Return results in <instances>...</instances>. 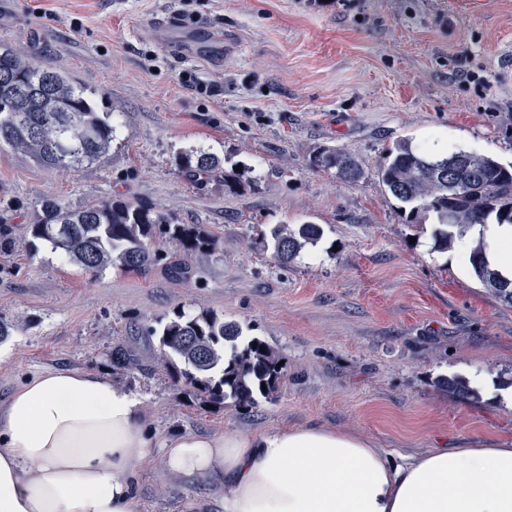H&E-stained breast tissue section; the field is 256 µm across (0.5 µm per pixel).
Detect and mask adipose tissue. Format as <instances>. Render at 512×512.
I'll return each mask as SVG.
<instances>
[{"label": "adipose tissue", "instance_id": "ef3b65f1", "mask_svg": "<svg viewBox=\"0 0 512 512\" xmlns=\"http://www.w3.org/2000/svg\"><path fill=\"white\" fill-rule=\"evenodd\" d=\"M512 279V225L474 227ZM229 485L224 512H512V448L468 441L405 463L321 426L174 435L155 446L145 408L92 371L21 383L0 406V512H136L139 464Z\"/></svg>", "mask_w": 512, "mask_h": 512}]
</instances>
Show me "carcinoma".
Masks as SVG:
<instances>
[{"label":"carcinoma","mask_w":512,"mask_h":512,"mask_svg":"<svg viewBox=\"0 0 512 512\" xmlns=\"http://www.w3.org/2000/svg\"><path fill=\"white\" fill-rule=\"evenodd\" d=\"M111 113L68 74L44 68L17 48L0 43V147L6 146L48 168H75L100 161L112 142ZM315 165L336 169L338 179L356 183L364 176L351 154L325 149ZM219 165L202 151L181 156V172L206 179ZM448 172L444 177L441 172ZM379 181L408 210L410 223L431 220L435 246L448 250L478 224H512V166L474 150L451 148L441 155L399 139L386 149ZM32 235L51 244L86 271L118 265L140 270L159 260L151 249L159 235L188 253H207L214 238L200 224H173L150 206L105 199L81 208L56 200L42 204ZM323 237L318 224H278L270 231L274 257L288 262ZM481 286L512 307V280L491 267L481 241L468 251ZM161 362L184 379L186 395L211 404L230 400L252 405L273 399L283 376L282 356L268 342L243 338L242 329L212 312L182 313L159 332ZM439 385L458 398L476 402L478 390L461 377Z\"/></svg>","instance_id":"obj_1"}]
</instances>
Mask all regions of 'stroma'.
<instances>
[{"instance_id": "35a3bbf8", "label": "stroma", "mask_w": 512, "mask_h": 512, "mask_svg": "<svg viewBox=\"0 0 512 512\" xmlns=\"http://www.w3.org/2000/svg\"><path fill=\"white\" fill-rule=\"evenodd\" d=\"M174 23L224 33L222 52L180 56ZM0 42L96 91L116 126L103 159L78 169L0 150V227L17 242L0 249V403L45 371H99L141 398L160 440L318 425L398 462L469 438L512 446V308L460 247H435L433 224L408 223L376 176L403 138L512 163V0H0ZM326 147L354 154L364 178L315 166ZM196 149L221 161L200 181L180 169ZM48 199L147 204L218 247L188 255L162 239L160 262L89 274L31 248ZM304 222L322 239L275 260L264 234ZM169 261L186 274L171 277ZM203 311L280 350L275 400L185 399L151 330ZM116 348L130 359L119 374ZM444 377L467 379L479 401ZM223 495L160 458L139 466L138 512H224ZM439 385L448 389V393H451L464 401L476 402L479 400L478 390L472 387L470 382L464 378H442L439 381Z\"/></svg>"}]
</instances>
